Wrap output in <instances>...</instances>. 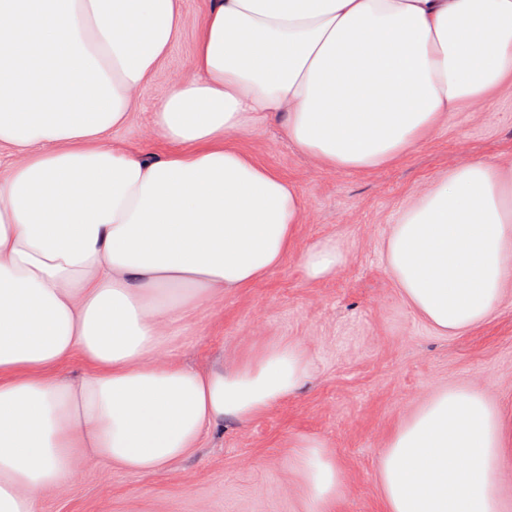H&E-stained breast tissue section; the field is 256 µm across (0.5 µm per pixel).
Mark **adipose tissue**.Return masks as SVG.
I'll return each mask as SVG.
<instances>
[{
	"label": "adipose tissue",
	"mask_w": 512,
	"mask_h": 512,
	"mask_svg": "<svg viewBox=\"0 0 512 512\" xmlns=\"http://www.w3.org/2000/svg\"><path fill=\"white\" fill-rule=\"evenodd\" d=\"M180 22L181 0H0V145L18 158L0 173V512H41L86 459L167 472L305 385L313 360L285 336L205 370L171 356L192 315L295 242L302 192L241 135L277 115L319 167L372 172L512 91V0H208L191 68L153 114L163 152L114 145ZM381 253L435 333L483 325L512 287V170L448 168ZM346 262L332 239L298 257L309 280ZM290 446L306 512H338L328 442ZM505 446L484 392L437 387L386 441L382 512H506Z\"/></svg>",
	"instance_id": "obj_1"
}]
</instances>
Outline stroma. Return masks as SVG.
<instances>
[{
	"mask_svg": "<svg viewBox=\"0 0 512 512\" xmlns=\"http://www.w3.org/2000/svg\"><path fill=\"white\" fill-rule=\"evenodd\" d=\"M206 8L207 0H182L183 25L140 88L130 123L113 134L115 144L163 151L151 116L188 73ZM239 145L297 185L305 217L283 265L203 311L176 356L207 369L287 336L312 356L311 379L254 421L210 431L168 473L132 474L84 461L74 483L43 498L41 512H305L289 467L288 441L299 434L326 440L344 469L339 512H381L376 468L384 442L434 388L482 389L512 420V295L479 328L441 336L404 303L381 255L397 210L449 166L483 160L512 167V95L451 113L435 135L371 173L318 167L288 142L276 116ZM324 238L336 239L348 261L331 279L306 280L298 251Z\"/></svg>",
	"mask_w": 512,
	"mask_h": 512,
	"instance_id": "1",
	"label": "stroma"
}]
</instances>
